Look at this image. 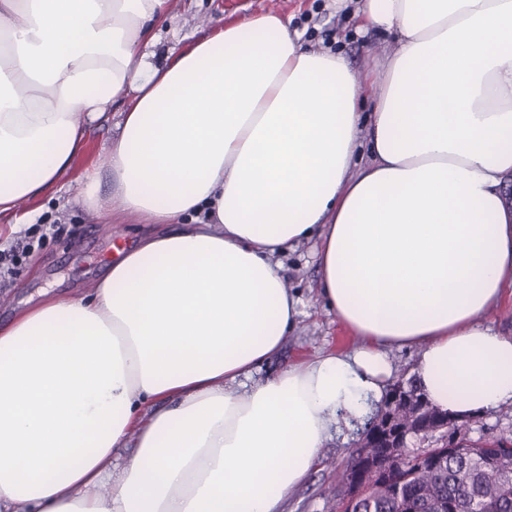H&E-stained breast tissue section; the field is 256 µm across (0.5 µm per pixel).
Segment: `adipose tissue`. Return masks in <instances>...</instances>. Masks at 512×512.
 <instances>
[{"label": "adipose tissue", "mask_w": 512, "mask_h": 512, "mask_svg": "<svg viewBox=\"0 0 512 512\" xmlns=\"http://www.w3.org/2000/svg\"><path fill=\"white\" fill-rule=\"evenodd\" d=\"M175 4L0 0V219L118 103L81 202L150 227L88 296L0 325V512H284L393 347L440 411L512 406L485 321L512 284V0H362L394 47L360 76L276 12L155 64ZM312 240L359 345L256 379L301 314L281 258Z\"/></svg>", "instance_id": "adipose-tissue-1"}]
</instances>
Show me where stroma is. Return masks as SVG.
<instances>
[{"instance_id":"stroma-1","label":"stroma","mask_w":512,"mask_h":512,"mask_svg":"<svg viewBox=\"0 0 512 512\" xmlns=\"http://www.w3.org/2000/svg\"><path fill=\"white\" fill-rule=\"evenodd\" d=\"M269 11L288 16L291 28L302 33L307 46L340 54L358 74L369 63L383 62L392 48L391 38L384 32L370 29L356 33L352 9L336 10L332 0H179L173 18L157 30L155 55L164 58L168 49L182 48L214 29ZM116 120L112 111L92 125L84 149L57 184L38 198L20 203L26 223H0L1 251L10 250L30 226L42 229L53 224L58 228L34 252L20 256L12 275L0 286L1 324L8 323L27 300L41 292L88 295L116 252L131 248L142 236L144 227L135 218L109 227L100 224L96 214L80 203L84 174L93 166L103 165ZM282 264L288 288L302 302V314L280 356L261 365L257 372L261 378L298 358L330 350L349 351L357 345L355 337L328 313L318 297L315 242L289 252ZM364 428L360 421L338 424L321 449L309 481L289 496L288 512H337L336 474L349 463ZM503 435L512 436L511 406L474 416L465 439L482 444Z\"/></svg>"}]
</instances>
